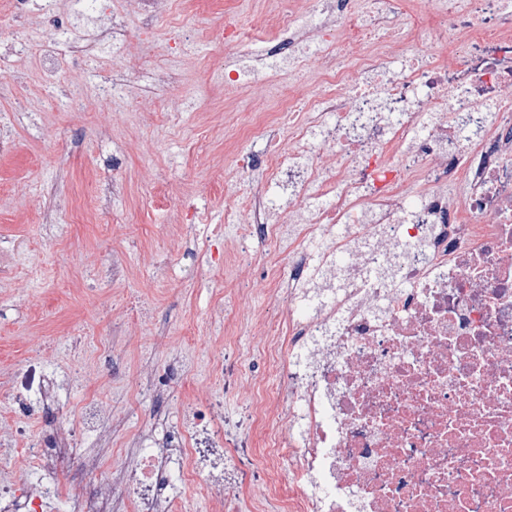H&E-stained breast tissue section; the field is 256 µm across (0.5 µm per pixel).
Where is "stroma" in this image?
<instances>
[{"mask_svg":"<svg viewBox=\"0 0 512 512\" xmlns=\"http://www.w3.org/2000/svg\"><path fill=\"white\" fill-rule=\"evenodd\" d=\"M283 0H166L144 21L132 0H57L70 21L47 72L45 0H30L23 26L31 47L0 58V388L19 365L41 364L53 384L40 411L21 420L0 401V479L55 482L56 468L81 463L85 482L120 478L144 444H165L180 425L179 403L150 391L154 371L178 369L185 397L222 396L224 415H242L253 387L275 383L264 348L269 321L284 312L274 287L258 282L277 259L256 244L252 257L222 271L237 232L224 221V193L236 179L230 146L253 111L273 112L264 86L224 95V68L238 50H215L198 29L221 22L251 31L255 15L275 18ZM124 30L108 34L110 15ZM124 99H103V83ZM194 211L208 221H191ZM87 254L111 265L90 279ZM251 294H242L244 284ZM111 307V320L101 316ZM79 335L87 371L70 367ZM241 362L235 389L205 375L210 350ZM101 421L46 467L18 454L15 427L49 432L56 415Z\"/></svg>","mask_w":512,"mask_h":512,"instance_id":"35a3bbf8","label":"stroma"}]
</instances>
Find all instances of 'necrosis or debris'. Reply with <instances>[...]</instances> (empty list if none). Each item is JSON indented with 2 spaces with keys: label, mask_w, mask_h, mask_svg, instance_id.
I'll list each match as a JSON object with an SVG mask.
<instances>
[{
  "label": "necrosis or debris",
  "mask_w": 512,
  "mask_h": 512,
  "mask_svg": "<svg viewBox=\"0 0 512 512\" xmlns=\"http://www.w3.org/2000/svg\"><path fill=\"white\" fill-rule=\"evenodd\" d=\"M403 0H292L262 67L236 70L227 95L287 67L320 87L301 114L253 115L234 151L224 219L235 252L278 243L272 275L289 315L273 335L277 372L237 422L223 401L187 400L166 447L143 448L123 490L160 512L159 460L223 494L260 481L280 512H512V0H425L408 41L447 33L445 56L404 55L389 38ZM293 150H276L281 128ZM462 184L458 202L442 185ZM287 192L300 221L273 223L262 189ZM335 229L328 252L350 263L316 315L296 317L307 243ZM41 371L18 370L6 400L33 413ZM299 413L280 417L284 401ZM296 459L289 479L278 462ZM111 483L57 501L54 489L0 486L25 512H107Z\"/></svg>",
  "instance_id": "necrosis-or-debris-1"
}]
</instances>
